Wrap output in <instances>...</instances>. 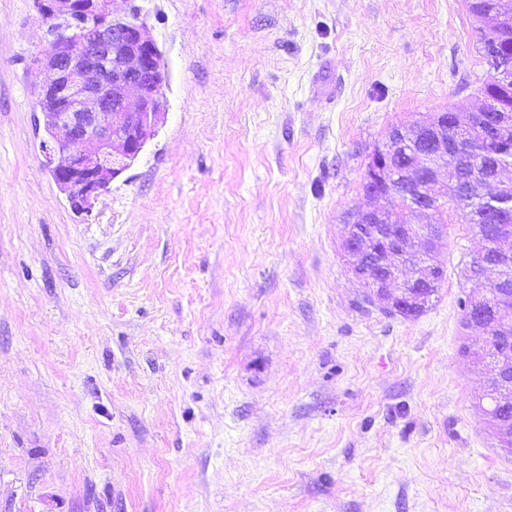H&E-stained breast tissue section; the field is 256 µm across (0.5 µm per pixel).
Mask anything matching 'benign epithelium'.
<instances>
[{
  "label": "benign epithelium",
  "mask_w": 512,
  "mask_h": 512,
  "mask_svg": "<svg viewBox=\"0 0 512 512\" xmlns=\"http://www.w3.org/2000/svg\"><path fill=\"white\" fill-rule=\"evenodd\" d=\"M135 0H38L39 18L56 21L75 13L90 16L91 28L71 27L47 42L35 58L31 83L40 109L56 102L63 111L53 113L44 124L40 143L46 166L69 201L88 213L101 192L138 159L145 145L165 119L163 88L167 70L163 54ZM491 74L501 81L512 80V67L496 60L493 44H484ZM479 112H450L447 118L426 125L423 146L438 160L419 162L405 170V178L417 183L414 215L423 218L440 203L435 191L439 169L449 157L472 148L448 143V127L473 123ZM495 150L512 145V113L499 112L489 124ZM397 146L388 143L366 178L386 183L396 171L393 157ZM500 170L486 172L488 183H498L489 194V204L505 209L512 204V182H500ZM368 233L351 238L353 228L344 225L342 249L348 272L362 292L386 309L400 306L414 313L422 304V291L436 285L434 259L438 242L447 237V227L419 221L404 224L398 233L372 252L379 271L373 278L364 268L369 239L382 236L379 226L386 220L384 207L357 209ZM499 280L478 282L468 311L471 324L488 331L483 303ZM486 375L497 381L501 404L512 403V368L500 357L481 360ZM499 446L512 450V423L487 418Z\"/></svg>",
  "instance_id": "benign-epithelium-1"
}]
</instances>
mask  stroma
<instances>
[{"label": "stroma", "mask_w": 512, "mask_h": 512, "mask_svg": "<svg viewBox=\"0 0 512 512\" xmlns=\"http://www.w3.org/2000/svg\"><path fill=\"white\" fill-rule=\"evenodd\" d=\"M166 118L77 213L0 0V512H512L467 224L406 319L341 257L392 127L482 103L464 0H136Z\"/></svg>", "instance_id": "stroma-1"}]
</instances>
